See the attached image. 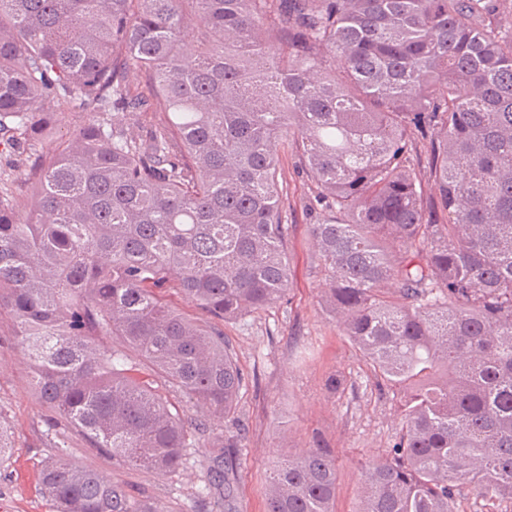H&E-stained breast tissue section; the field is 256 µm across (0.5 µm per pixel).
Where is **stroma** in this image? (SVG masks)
Returning a JSON list of instances; mask_svg holds the SVG:
<instances>
[{
	"label": "stroma",
	"instance_id": "obj_1",
	"mask_svg": "<svg viewBox=\"0 0 512 512\" xmlns=\"http://www.w3.org/2000/svg\"><path fill=\"white\" fill-rule=\"evenodd\" d=\"M280 168L292 286L287 300L225 322L224 337L246 381L237 413L211 421L210 433L242 436L237 512H265L266 477L276 460L319 443L336 454V512H354L363 468L389 450L401 428L400 412L393 392L378 389L369 366L321 303L308 234L321 217L312 207L317 189L290 153L281 154ZM335 378L342 381L336 392L329 387ZM0 423L11 447L0 462V512H52L39 469L53 453L143 493L160 512H224L219 496L203 494L222 480L205 449H189L181 469L167 476L113 467L110 457L75 434L68 447L54 449L47 411L29 387L23 353L6 320L0 322Z\"/></svg>",
	"mask_w": 512,
	"mask_h": 512
}]
</instances>
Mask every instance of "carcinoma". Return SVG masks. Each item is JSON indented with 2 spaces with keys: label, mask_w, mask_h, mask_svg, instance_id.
I'll use <instances>...</instances> for the list:
<instances>
[{
  "label": "carcinoma",
  "mask_w": 512,
  "mask_h": 512,
  "mask_svg": "<svg viewBox=\"0 0 512 512\" xmlns=\"http://www.w3.org/2000/svg\"><path fill=\"white\" fill-rule=\"evenodd\" d=\"M506 2L0 0V151L16 185L0 191V315L62 426L55 447L70 432L167 475L201 437L159 387L212 420L237 412L245 375L221 324L291 288L289 149L326 214L309 225L323 306L402 416L355 512H455L466 484L512 503ZM133 71L148 93L131 91ZM64 111L77 123L59 140ZM236 447L211 445L224 512ZM41 485L53 512H159L59 456ZM335 500L336 457L319 445L277 462L265 512Z\"/></svg>",
  "instance_id": "obj_1"
}]
</instances>
